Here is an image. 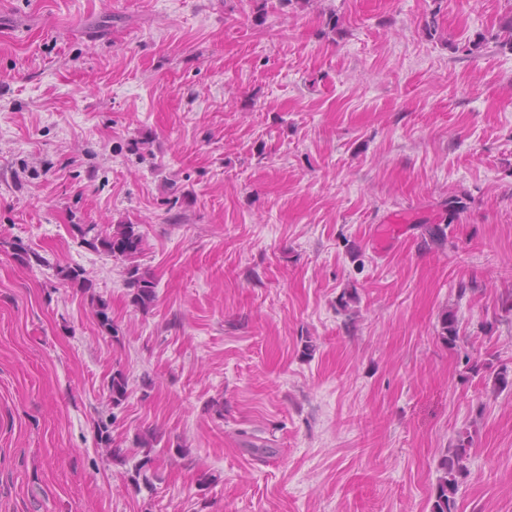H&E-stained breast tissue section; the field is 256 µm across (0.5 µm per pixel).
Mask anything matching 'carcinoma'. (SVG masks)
Segmentation results:
<instances>
[{
    "instance_id": "obj_1",
    "label": "carcinoma",
    "mask_w": 512,
    "mask_h": 512,
    "mask_svg": "<svg viewBox=\"0 0 512 512\" xmlns=\"http://www.w3.org/2000/svg\"><path fill=\"white\" fill-rule=\"evenodd\" d=\"M74 235L80 239V244L90 250L103 251L116 259L126 262L127 286L131 290V302L137 308L147 310L157 299V283L148 273L140 269L136 259L143 250V236L135 229L133 224H118L113 230H96L94 225H72ZM12 249L15 258L22 264H41L43 257L26 248L22 243H13ZM61 279L70 285L77 286L85 291L92 288L90 281L84 276L80 267H64L59 269ZM94 316L101 333L118 338V328L112 322L111 307L108 301L101 297L92 300ZM460 328L457 316L452 311H444L440 316V330L438 337L448 348L457 346L460 339ZM468 374L480 377L484 384H492V392L500 393L506 388H512V369L505 364H496L491 359L466 363ZM109 398L112 406L117 408L128 397V381L125 373L116 369L112 371L109 386ZM115 417L100 420L97 423L98 444L108 449L112 459L121 464L126 462V454L119 444L112 438V424ZM472 436L469 433L458 434L452 448L441 455L437 461L436 484L431 494L430 512H458V495L460 487L468 475L467 461L470 456ZM154 458L145 455L134 466L131 481L135 485L145 484L152 487L148 472L152 467Z\"/></svg>"
}]
</instances>
